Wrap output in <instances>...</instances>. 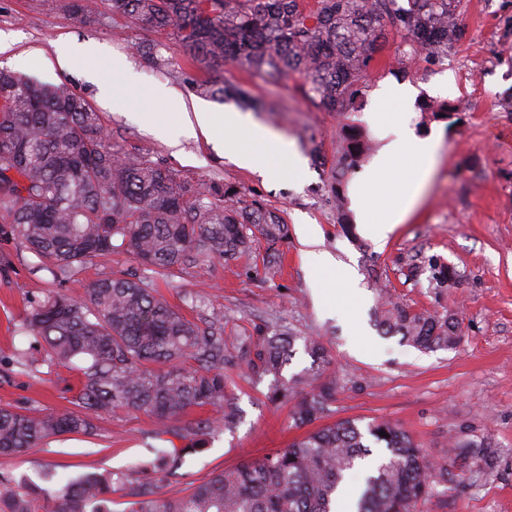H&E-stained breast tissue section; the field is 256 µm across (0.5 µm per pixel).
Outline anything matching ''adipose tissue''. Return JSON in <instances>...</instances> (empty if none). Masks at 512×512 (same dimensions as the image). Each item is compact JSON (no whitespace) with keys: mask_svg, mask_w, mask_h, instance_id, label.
<instances>
[{"mask_svg":"<svg viewBox=\"0 0 512 512\" xmlns=\"http://www.w3.org/2000/svg\"><path fill=\"white\" fill-rule=\"evenodd\" d=\"M154 96L166 106L180 113L183 125L190 135L213 137L224 134V148L236 163L245 169L269 178L291 176L300 172L305 160L297 150H289L279 159H272L270 148L275 134L252 121L249 115L231 117L212 111L205 103L186 106L182 97L172 91L155 90ZM417 96L416 89L408 84L385 86L378 90L377 98L386 110L380 113L377 124L392 128L394 136L385 142L372 162L356 177V186L350 192L355 220L362 224L366 234L376 240L388 237L394 225L374 215L366 196L374 194L384 199L400 198V216H407L419 204L436 164L439 143L436 139L417 137L409 124L402 120L403 111ZM411 165L413 176L402 182L399 171Z\"/></svg>","mask_w":512,"mask_h":512,"instance_id":"obj_1","label":"adipose tissue"}]
</instances>
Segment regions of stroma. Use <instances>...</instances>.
Instances as JSON below:
<instances>
[{"label": "stroma", "mask_w": 512, "mask_h": 512, "mask_svg": "<svg viewBox=\"0 0 512 512\" xmlns=\"http://www.w3.org/2000/svg\"><path fill=\"white\" fill-rule=\"evenodd\" d=\"M70 0H0V31L14 40L0 55V68L25 73L81 93L100 113L112 134L115 152L134 153L169 166L208 186L237 188L262 200L288 226L279 247L280 267L267 276L265 243L232 261L199 258L154 285L188 318L224 314V339L231 353L225 374L227 391L243 411L234 432L208 435L203 453L189 456L171 477L168 493L179 495L206 480L215 470L231 469L286 447L299 434L289 418L290 405L267 399L271 377L256 374L249 361L261 330L277 327L297 336L320 338L337 382L328 421L350 419L358 425L375 420L399 424L420 444L437 473L433 494L419 512H512V111L502 108L512 97V0H462L459 21L465 40L447 57L429 62L411 57L410 48L389 35L373 63L363 97V122L372 147L376 133L374 97L380 84L408 82L419 95L409 113L421 137L440 141L432 181L418 207L382 241L357 233L343 234L330 193V166L336 159L338 113L319 109L301 94L298 80L272 84L233 66L218 70L184 64L183 49L173 34L154 32L112 13L100 0L92 22H79ZM75 50L95 48L90 69L111 78L126 67L134 85L114 84L127 105L103 104L96 82L65 72L55 62L54 45ZM155 50L156 62L143 55ZM453 85H446V77ZM222 77L244 87L257 103L253 118L279 134L306 158L303 172L265 179L234 163L220 141L188 136L176 113L158 126L143 125L139 112L151 109L148 91H176L185 100L197 97L190 80ZM466 106L455 126L423 122L428 101ZM322 145V160L310 155L311 142ZM316 225L320 250L354 267L356 288L338 301L326 289L336 280L315 273L302 243L300 227ZM453 267L451 288L430 282L429 260ZM0 406L67 407L73 371L60 367L44 382L24 375L14 352L24 349L38 361L42 353L17 327L30 298L47 287L32 274L34 256L25 248L0 244ZM419 276L408 277L411 265ZM140 274L141 268L120 256L94 261L64 288L83 294L95 280L110 274ZM386 286L414 311L451 314L461 323L456 345L421 351L399 337L381 335L375 325L379 286ZM93 436L68 434L29 454L1 464L15 476L37 478L46 469L66 476L89 472H125L134 483L148 482L137 463L149 460L147 435L152 420L141 412L100 418Z\"/></svg>", "instance_id": "stroma-1"}]
</instances>
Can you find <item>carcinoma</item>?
<instances>
[{"mask_svg": "<svg viewBox=\"0 0 512 512\" xmlns=\"http://www.w3.org/2000/svg\"><path fill=\"white\" fill-rule=\"evenodd\" d=\"M111 9L154 31H172L185 61L211 67L229 63L278 83L295 75L312 104L348 115L358 111L366 77L393 32L416 57L448 55L465 37L461 0H109ZM80 21L97 0H74ZM195 91L220 102L246 91L227 80ZM332 197L342 178L370 151L361 126L338 133ZM267 245L272 272L288 225L263 203L230 186L213 192L159 164L112 152L99 113L65 84H39L0 69V241L21 244L37 258L32 272L54 288L28 302L19 332L34 338L50 375L75 372L79 387L62 411L0 406V457L9 459L66 434L93 435L95 420L115 411H142L153 437L187 441L159 452L153 482L133 484L124 473H86L38 484L0 471V512H112L113 491L136 498L132 512H332L348 475L382 448L365 481L357 512H417L432 492L434 468L398 424L353 420L322 424L287 447L230 470L214 472L183 495L163 491L188 454L203 451L201 434L233 431L240 409L227 394L224 316L196 323L158 296L152 280L133 274L97 280L81 296L60 288L95 259L127 254L157 273L183 269L200 256L229 261ZM435 287L454 271L430 264ZM377 327L384 336L432 351L461 334L457 319L415 312L386 297ZM297 337L274 330L258 338L252 366L273 377L269 398L294 400L297 428L323 420L336 401V378L323 342L304 339L313 366L290 379L283 370ZM211 408L203 418L196 409ZM387 433L383 437L380 432Z\"/></svg>", "mask_w": 512, "mask_h": 512, "instance_id": "obj_1", "label": "carcinoma"}]
</instances>
